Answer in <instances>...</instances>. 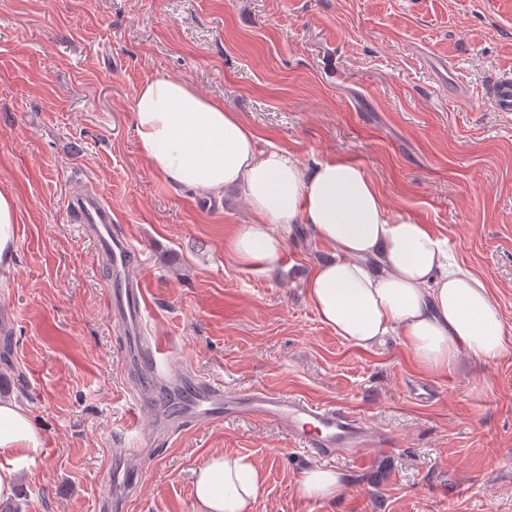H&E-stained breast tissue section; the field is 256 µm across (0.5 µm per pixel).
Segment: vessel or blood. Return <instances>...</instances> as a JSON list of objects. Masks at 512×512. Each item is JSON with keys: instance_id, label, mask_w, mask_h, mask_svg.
Wrapping results in <instances>:
<instances>
[{"instance_id": "b4317fda", "label": "vessel or blood", "mask_w": 512, "mask_h": 512, "mask_svg": "<svg viewBox=\"0 0 512 512\" xmlns=\"http://www.w3.org/2000/svg\"><path fill=\"white\" fill-rule=\"evenodd\" d=\"M487 99L498 111H512V84L492 82ZM68 206L74 220L82 224L95 242L98 255L112 265L111 314L126 327L139 329L146 310L139 253L127 242L113 237L112 208L99 195L88 192L83 186H74L68 196ZM168 352L167 342L156 337L145 342L140 360L155 372L166 365ZM164 389L177 399L179 412L169 418L160 417L163 425L168 423L177 428L227 417H262L280 423L292 437L321 454H342L354 459L360 458L370 440L367 426L343 409L319 407L263 390L229 395L221 383L198 378L185 369L174 371Z\"/></svg>"}]
</instances>
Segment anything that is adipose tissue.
I'll return each instance as SVG.
<instances>
[{
  "mask_svg": "<svg viewBox=\"0 0 512 512\" xmlns=\"http://www.w3.org/2000/svg\"><path fill=\"white\" fill-rule=\"evenodd\" d=\"M132 109L141 151L172 186L210 198L237 193L253 215L228 244L244 267H279L290 225H307L331 257L308 277L306 295L320 321L368 349L401 337L415 364L436 376L461 358L483 363L507 350V327L482 278L452 263L447 241L428 225L395 212L364 170L345 160L306 164L261 148L254 132L187 82L157 77L136 92ZM18 207L0 188V267L16 250ZM41 435L29 411L0 398V502L15 500L22 471ZM346 483L334 469L303 470L304 498L336 497ZM262 476L248 457L216 451L196 469L195 512H254Z\"/></svg>",
  "mask_w": 512,
  "mask_h": 512,
  "instance_id": "adipose-tissue-1",
  "label": "adipose tissue"
}]
</instances>
